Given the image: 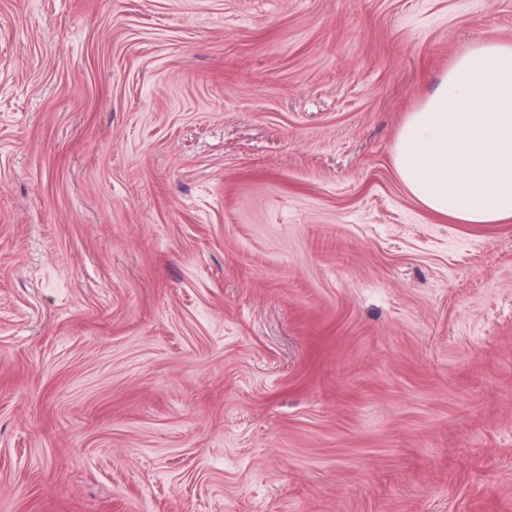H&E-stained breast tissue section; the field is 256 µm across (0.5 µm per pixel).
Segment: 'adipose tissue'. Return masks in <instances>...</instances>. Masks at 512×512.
<instances>
[{
	"label": "adipose tissue",
	"mask_w": 512,
	"mask_h": 512,
	"mask_svg": "<svg viewBox=\"0 0 512 512\" xmlns=\"http://www.w3.org/2000/svg\"><path fill=\"white\" fill-rule=\"evenodd\" d=\"M405 191L454 224L512 219V43L461 54L394 145Z\"/></svg>",
	"instance_id": "obj_1"
}]
</instances>
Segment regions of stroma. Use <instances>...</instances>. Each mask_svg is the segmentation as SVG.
<instances>
[{
	"label": "stroma",
	"mask_w": 512,
	"mask_h": 512,
	"mask_svg": "<svg viewBox=\"0 0 512 512\" xmlns=\"http://www.w3.org/2000/svg\"><path fill=\"white\" fill-rule=\"evenodd\" d=\"M512 0H0V512H512V220L401 185Z\"/></svg>",
	"instance_id": "stroma-1"
}]
</instances>
